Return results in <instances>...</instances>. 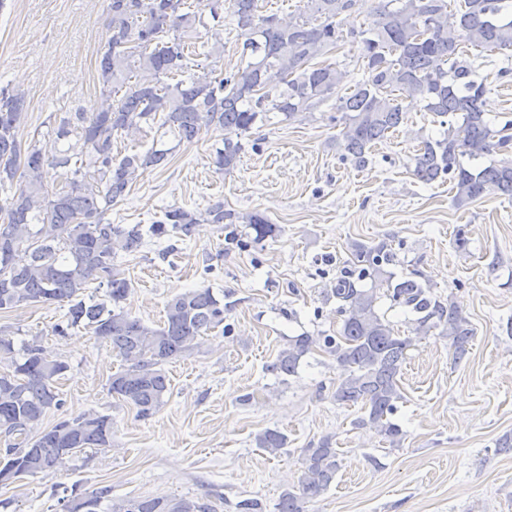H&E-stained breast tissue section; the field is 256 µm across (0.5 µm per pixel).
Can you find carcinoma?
Segmentation results:
<instances>
[{
  "instance_id": "carcinoma-1",
  "label": "carcinoma",
  "mask_w": 512,
  "mask_h": 512,
  "mask_svg": "<svg viewBox=\"0 0 512 512\" xmlns=\"http://www.w3.org/2000/svg\"><path fill=\"white\" fill-rule=\"evenodd\" d=\"M217 2L208 3L214 22L224 18ZM357 2L304 0L295 22L284 26L261 13L259 0H231L239 60L226 75L215 67L224 56L221 33L189 0H110L108 38L98 57L99 99L54 119L56 140L75 134L89 147L88 159L74 166L63 151H47L34 138L22 140L26 93L1 88L0 312L67 303L53 332L65 336L83 329L110 345L123 366L109 377V393L135 408L142 420L161 408L170 390L162 364L191 354L200 337L224 324L227 307L208 287L188 289L167 299L163 323L151 327L122 306L130 283L114 265L116 254L138 251L147 236L189 237L201 223L224 225L230 249L247 247L248 237L254 243L273 237L279 227L259 211L226 208L222 198L204 209L170 206L147 228L112 223L107 218L112 207L146 170L167 165L175 151L153 146L120 158L112 154L113 138L144 124L158 125L178 145L192 142L204 129L224 132L221 145L213 147V163L218 172L229 173L240 161L242 138L270 123L271 114L294 121L334 99L338 115L332 120L342 125L336 137L340 159L363 168L376 144L401 123L405 109L394 92L404 91L439 125V137L422 140L411 161L415 179L449 180L459 208L487 196L512 199V158L504 157L512 147V121L498 129L486 119L484 83L463 59L468 46L512 49V0H461L455 11L448 9V0H374L365 22L350 31L360 44L362 77L339 96L345 73L321 57L346 41L336 17ZM203 30L214 42L203 58L194 59L189 48ZM500 154L503 158L496 159ZM465 157L488 163L469 166ZM48 167L66 169L65 180L45 183ZM240 224L255 236L239 230ZM394 262L385 242L355 245L351 265L333 289L342 316L336 335L296 336L266 365L278 378L294 376L300 360L321 348L340 370L334 401L360 406L363 415L354 425L374 427L393 447L404 436L391 416L402 399L399 378L412 339L379 313L378 301L384 297L410 309L418 335L441 329L458 361L474 336L452 298L434 295L419 272L397 277L388 270ZM94 282L106 287L100 301L83 298ZM46 355L34 339L17 350L13 339L0 336V364L6 366L0 371V432L6 434L0 460L23 476L48 473L64 456L112 442V418L93 412L38 430L50 411L64 405L58 385L69 370L65 361L49 362ZM257 443L276 454L287 437L267 429ZM303 453L298 487L281 494L277 512H305V504L320 498L336 478L340 465L330 439ZM83 499L94 503V512H213L201 498L117 502L109 486L76 497Z\"/></svg>"
}]
</instances>
